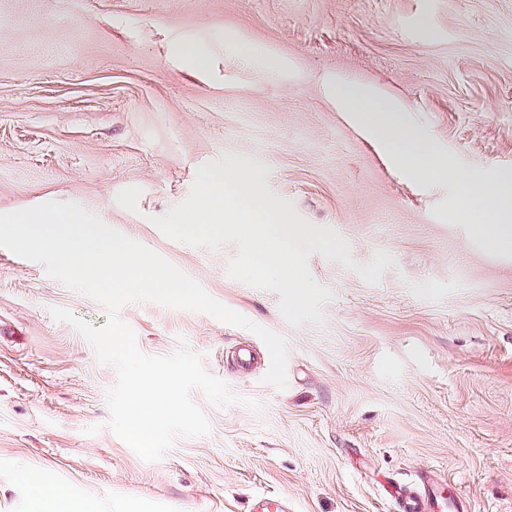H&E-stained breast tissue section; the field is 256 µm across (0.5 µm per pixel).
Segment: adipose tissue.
Here are the masks:
<instances>
[{"label": "adipose tissue", "mask_w": 512, "mask_h": 512, "mask_svg": "<svg viewBox=\"0 0 512 512\" xmlns=\"http://www.w3.org/2000/svg\"><path fill=\"white\" fill-rule=\"evenodd\" d=\"M326 84L337 111L361 127L384 156L410 177L423 179L435 172L451 175L464 194L473 239L512 247V202L504 196L499 182L436 164L437 152L431 140L410 125L400 103L376 89L352 87L338 78L327 79ZM22 482L33 512H100L93 498L75 495L63 487L49 488L45 474L24 473Z\"/></svg>", "instance_id": "obj_1"}]
</instances>
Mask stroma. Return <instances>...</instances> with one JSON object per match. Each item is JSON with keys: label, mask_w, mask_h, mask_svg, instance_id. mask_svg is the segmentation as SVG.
I'll return each mask as SVG.
<instances>
[{"label": "stroma", "mask_w": 512, "mask_h": 512, "mask_svg": "<svg viewBox=\"0 0 512 512\" xmlns=\"http://www.w3.org/2000/svg\"><path fill=\"white\" fill-rule=\"evenodd\" d=\"M198 46L203 68L180 54ZM397 99L440 161L512 189V0H0V213L75 202L289 344L288 387L253 333L144 302L120 319L141 351L180 342L238 395L194 402L211 431L142 460L107 426L113 366L50 307L106 310L0 248V512H30L22 471L102 512H401L393 488L432 471L464 512H512V250L473 240L458 184L414 182L336 107L327 75ZM353 259L395 262L378 285L313 254L334 300L290 326L277 293L230 278L235 253L153 224L223 155Z\"/></svg>", "instance_id": "35a3bbf8"}]
</instances>
